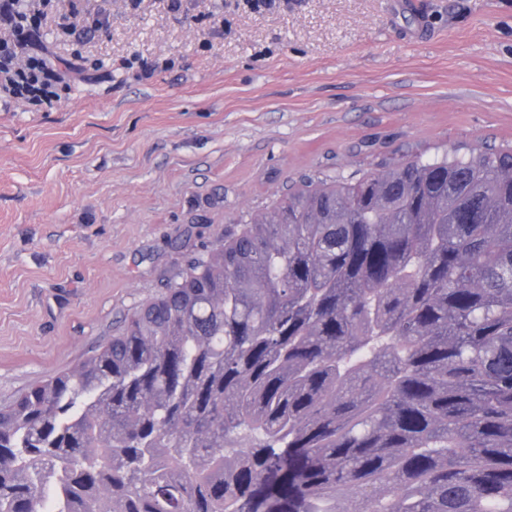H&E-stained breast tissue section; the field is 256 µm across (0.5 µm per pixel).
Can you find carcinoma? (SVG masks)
<instances>
[{
  "instance_id": "cac0c4a2",
  "label": "carcinoma",
  "mask_w": 512,
  "mask_h": 512,
  "mask_svg": "<svg viewBox=\"0 0 512 512\" xmlns=\"http://www.w3.org/2000/svg\"><path fill=\"white\" fill-rule=\"evenodd\" d=\"M512 512V150L310 181L0 406V512Z\"/></svg>"
}]
</instances>
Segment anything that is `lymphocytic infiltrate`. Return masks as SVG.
I'll return each mask as SVG.
<instances>
[{"label": "lymphocytic infiltrate", "instance_id": "1", "mask_svg": "<svg viewBox=\"0 0 512 512\" xmlns=\"http://www.w3.org/2000/svg\"><path fill=\"white\" fill-rule=\"evenodd\" d=\"M60 0H0V94L37 111L59 107L70 90L69 73L90 77L98 63L85 59L61 67L40 35L48 12Z\"/></svg>", "mask_w": 512, "mask_h": 512}]
</instances>
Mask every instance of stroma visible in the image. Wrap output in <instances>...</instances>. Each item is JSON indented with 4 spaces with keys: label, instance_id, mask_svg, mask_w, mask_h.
I'll list each match as a JSON object with an SVG mask.
<instances>
[{
    "label": "stroma",
    "instance_id": "1",
    "mask_svg": "<svg viewBox=\"0 0 512 512\" xmlns=\"http://www.w3.org/2000/svg\"><path fill=\"white\" fill-rule=\"evenodd\" d=\"M44 36L106 71L0 101L2 404L305 182L512 147V0H80Z\"/></svg>",
    "mask_w": 512,
    "mask_h": 512
}]
</instances>
